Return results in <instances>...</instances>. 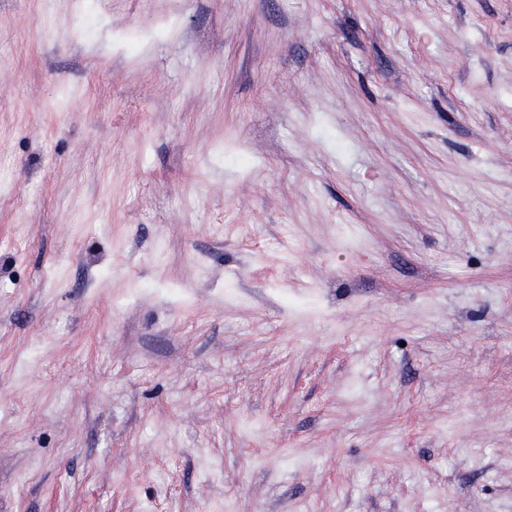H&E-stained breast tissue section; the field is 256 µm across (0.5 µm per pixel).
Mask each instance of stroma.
<instances>
[{
    "instance_id": "stroma-1",
    "label": "stroma",
    "mask_w": 512,
    "mask_h": 512,
    "mask_svg": "<svg viewBox=\"0 0 512 512\" xmlns=\"http://www.w3.org/2000/svg\"><path fill=\"white\" fill-rule=\"evenodd\" d=\"M0 512H512V0H0Z\"/></svg>"
}]
</instances>
